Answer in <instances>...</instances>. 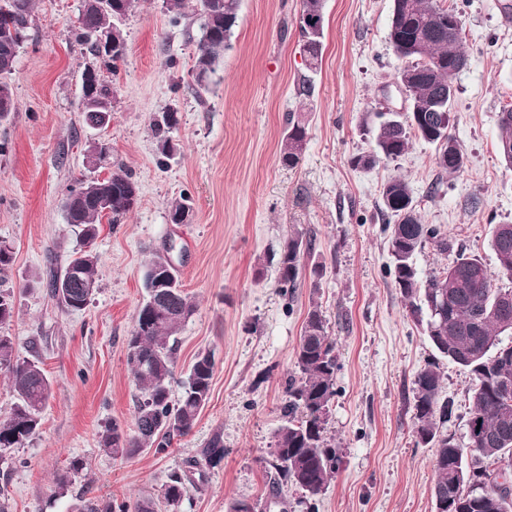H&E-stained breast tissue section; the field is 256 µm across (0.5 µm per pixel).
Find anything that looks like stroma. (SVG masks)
Segmentation results:
<instances>
[{
  "instance_id": "obj_1",
  "label": "stroma",
  "mask_w": 512,
  "mask_h": 512,
  "mask_svg": "<svg viewBox=\"0 0 512 512\" xmlns=\"http://www.w3.org/2000/svg\"><path fill=\"white\" fill-rule=\"evenodd\" d=\"M463 22L467 67L457 74L452 134L466 165L445 175L435 149L411 143L394 162L353 166L369 149L367 112H406L398 86L403 62L388 42L392 0H325L322 62L309 72L300 48L301 0H240L239 19L209 89L192 91L202 38L193 14L176 18L163 0H137L122 22L129 52L112 85L117 100L103 131L85 125L80 73L87 60L72 34L81 0H35L29 39L8 75L15 110L0 123V242L13 248L15 307L0 332L17 352L41 360L52 398L39 435L0 458V487L9 512H70L83 492L118 502L156 495L168 474L200 456L214 435L224 459L189 487L178 512H227L245 499L258 512H307L299 489L269 497L270 446L282 423L285 387L311 303H318L336 346L337 394L326 434L339 457L316 512H434L433 451L414 432L417 372L438 362L448 423L468 447L470 375L439 358L406 307L389 273L380 188L403 176L425 223L498 275L492 228L512 223V172L497 153L498 112L512 102V0H445ZM312 93L300 95L303 78ZM177 109L180 151L161 160L151 117ZM292 112L309 115L301 163L279 159ZM100 137L114 169L129 170L139 188L134 211L118 225L101 224L92 247L100 256L99 288L80 311L57 307L36 280L47 262L62 267L79 245L60 202L85 173L84 148ZM480 195L478 209L467 204ZM189 199L190 223L168 221L170 203ZM315 239L293 297L278 285L277 255L288 237ZM171 254L194 314L176 337L175 379L197 353L215 356L211 398L193 432L169 455L131 458L102 453L98 435L111 422L134 430L139 391L127 363V338L143 298L147 261ZM65 496L52 480L72 460Z\"/></svg>"
}]
</instances>
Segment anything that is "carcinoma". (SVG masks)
<instances>
[{"instance_id":"obj_1","label":"carcinoma","mask_w":512,"mask_h":512,"mask_svg":"<svg viewBox=\"0 0 512 512\" xmlns=\"http://www.w3.org/2000/svg\"><path fill=\"white\" fill-rule=\"evenodd\" d=\"M35 0H0V76L10 74L19 49L29 38ZM240 0H196L203 37L195 64L194 90L208 87L233 30L237 25ZM82 18L75 26L76 41L88 55H97V46L86 30L104 28L113 33L117 46L112 57L102 61L95 73H81V103L84 121L100 130L110 121L102 113L90 110L85 100L103 103L114 90L107 75L116 74L129 48L116 23L112 5L104 0H81ZM301 16L324 20L323 0H302ZM460 14L445 8L439 0H392L388 31L389 44L405 62L398 81H407L410 112H368L364 124L373 136L372 148L351 159L355 167L373 168L395 160L409 148L412 138L435 146V164L440 172L453 175L464 170L465 154L450 132L451 108L455 95V77L468 64L463 49L462 28L448 23ZM324 29L300 27L307 67L315 72L322 59ZM180 118L168 108L150 121V130L158 152L165 158L177 150L173 133ZM280 148V160L289 167L302 161L308 137L309 119L304 112H291ZM497 151L500 163L512 170V104L498 113ZM88 180L81 178L70 190L73 201L62 200L66 223L81 228L86 244L97 237L102 221L121 223L138 203V188L133 176L119 169L112 172L93 193L85 192ZM379 210L390 220L384 224L391 255L390 275L400 288L411 314L424 316L425 332L441 357L450 360L473 380L470 390L467 424L480 426L477 449L467 456L453 435L444 431L450 421V405L440 400L442 374L432 362L420 370L414 380L415 433L418 442L436 449L435 481L432 493L448 500L449 512H512V484L495 485L487 492L478 487L464 494L460 480H493L500 465L508 463L512 474V345L504 346L500 336L512 334V289L494 286L492 273L463 248H454L452 240L435 224H425L408 182L400 176L384 181L380 189ZM192 208L184 198L170 203L168 220L186 224ZM441 253L456 251L455 258L442 271L421 281L415 257L426 244ZM491 246L498 262V273L512 278V224L494 227ZM313 241L299 235L284 244L277 259L279 285L283 292L294 293L300 287L305 256ZM98 255L91 248L75 252L66 266L58 269L50 263L45 280L50 296L65 311L84 309L98 289ZM78 278L70 276L71 270ZM166 282L158 301L151 290L158 278ZM146 299L140 306L127 342V359L140 392L136 400L134 432L129 434L112 422L99 435V448L107 455L132 458L143 450L165 456L173 441L189 435L200 412L210 399L214 354L202 352L182 381L181 395L172 400L170 380L176 365V350L171 343L194 313V304L178 277V269L169 257L156 255L143 276ZM13 293L0 289V326L13 317ZM296 372L288 378L287 399L270 452L276 478L272 498L291 484L310 502L328 486L336 471L338 457L325 435L326 414L336 395L338 363L335 346L319 305L312 304L295 354ZM0 370L7 373L15 402L0 420V456L22 448L39 434L42 413L52 397V383L37 358L18 355L12 337L0 334ZM202 459H187L184 466L169 475L160 499L169 507L183 501L188 486L204 482L201 463L214 467L224 460V441L214 436L201 452ZM84 468L75 460L69 470L54 477L55 491L63 494L71 484L70 472ZM78 512H155L152 498L134 505L97 498H80Z\"/></svg>"}]
</instances>
